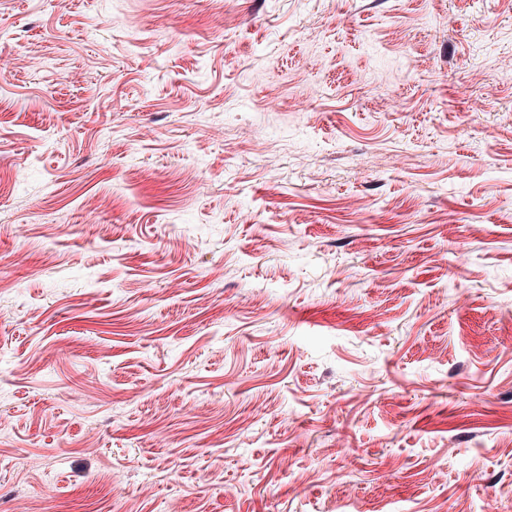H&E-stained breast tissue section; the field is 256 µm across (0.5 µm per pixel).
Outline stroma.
<instances>
[{"instance_id":"35a3bbf8","label":"stroma","mask_w":512,"mask_h":512,"mask_svg":"<svg viewBox=\"0 0 512 512\" xmlns=\"http://www.w3.org/2000/svg\"><path fill=\"white\" fill-rule=\"evenodd\" d=\"M0 28V512H512V0Z\"/></svg>"}]
</instances>
